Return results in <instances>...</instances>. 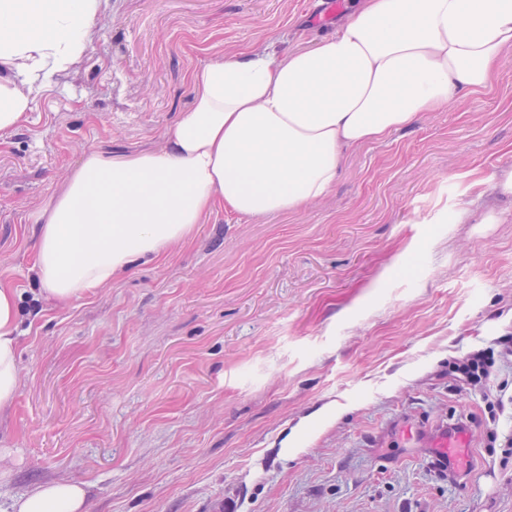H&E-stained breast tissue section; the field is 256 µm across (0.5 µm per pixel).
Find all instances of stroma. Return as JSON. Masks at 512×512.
<instances>
[{
    "mask_svg": "<svg viewBox=\"0 0 512 512\" xmlns=\"http://www.w3.org/2000/svg\"><path fill=\"white\" fill-rule=\"evenodd\" d=\"M326 2L102 0L82 58L0 132V281L24 311L0 512L60 479L88 512H512V357L482 392L448 372L512 336V50L488 89L349 149L299 212L216 206L66 306L34 279L36 217L85 150L161 146L192 72L312 46L346 18ZM458 420L449 479L420 435Z\"/></svg>",
    "mask_w": 512,
    "mask_h": 512,
    "instance_id": "stroma-1",
    "label": "stroma"
}]
</instances>
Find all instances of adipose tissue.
I'll return each mask as SVG.
<instances>
[{
    "mask_svg": "<svg viewBox=\"0 0 512 512\" xmlns=\"http://www.w3.org/2000/svg\"><path fill=\"white\" fill-rule=\"evenodd\" d=\"M102 0H0V132L86 52ZM512 48V0H352L335 32L287 54L218 58L191 76L193 104L162 147L91 148L39 214L33 271L66 304L164 257L216 203L292 213L335 183L344 149L489 87ZM20 297L0 283V406L20 390ZM73 480L37 486L13 512H85Z\"/></svg>",
    "mask_w": 512,
    "mask_h": 512,
    "instance_id": "obj_1",
    "label": "adipose tissue"
}]
</instances>
